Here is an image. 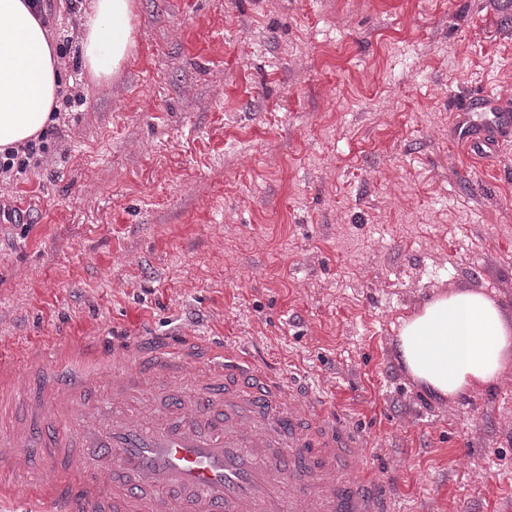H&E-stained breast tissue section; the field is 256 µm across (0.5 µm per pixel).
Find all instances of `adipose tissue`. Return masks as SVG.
I'll list each match as a JSON object with an SVG mask.
<instances>
[{
  "mask_svg": "<svg viewBox=\"0 0 512 512\" xmlns=\"http://www.w3.org/2000/svg\"><path fill=\"white\" fill-rule=\"evenodd\" d=\"M137 0H91L76 39L92 77L117 74L136 47ZM62 64L33 0H0V151L53 122ZM397 360L435 399H456L497 381L512 363V320L482 292L439 294L404 319Z\"/></svg>",
  "mask_w": 512,
  "mask_h": 512,
  "instance_id": "1",
  "label": "adipose tissue"
}]
</instances>
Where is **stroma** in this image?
Returning a JSON list of instances; mask_svg holds the SVG:
<instances>
[{"instance_id": "35a3bbf8", "label": "stroma", "mask_w": 512, "mask_h": 512, "mask_svg": "<svg viewBox=\"0 0 512 512\" xmlns=\"http://www.w3.org/2000/svg\"><path fill=\"white\" fill-rule=\"evenodd\" d=\"M139 4L100 82L44 13L85 101L0 181V342L200 331L329 393L399 512H512V365L443 402L393 351L437 294L512 318V137L452 133L512 99V0ZM510 105L496 98L471 96L454 123V137L476 155L496 151L498 139H491V129L508 130L512 127Z\"/></svg>"}]
</instances>
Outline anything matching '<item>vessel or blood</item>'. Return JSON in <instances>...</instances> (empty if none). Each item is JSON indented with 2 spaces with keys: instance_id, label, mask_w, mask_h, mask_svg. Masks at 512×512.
<instances>
[{
  "instance_id": "1",
  "label": "vessel or blood",
  "mask_w": 512,
  "mask_h": 512,
  "mask_svg": "<svg viewBox=\"0 0 512 512\" xmlns=\"http://www.w3.org/2000/svg\"><path fill=\"white\" fill-rule=\"evenodd\" d=\"M512 106L466 99L454 136L497 147ZM0 507L10 512H395L368 445L323 392L187 333L0 345Z\"/></svg>"
}]
</instances>
